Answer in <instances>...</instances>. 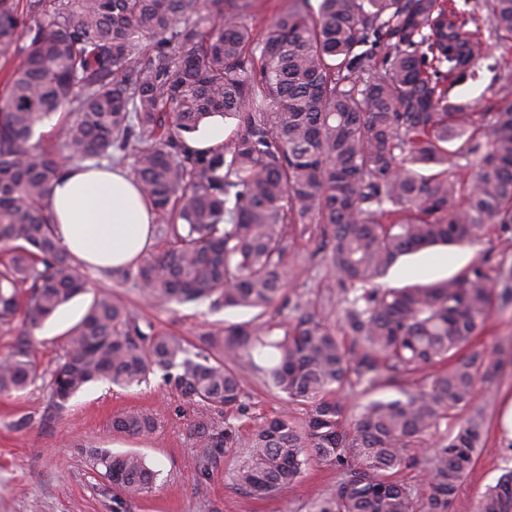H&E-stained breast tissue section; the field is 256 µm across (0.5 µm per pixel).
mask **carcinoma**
<instances>
[{
	"mask_svg": "<svg viewBox=\"0 0 512 512\" xmlns=\"http://www.w3.org/2000/svg\"><path fill=\"white\" fill-rule=\"evenodd\" d=\"M483 6L485 17L457 0H320L315 18L309 0H293L260 37L247 22L252 0H0V53L24 43L0 91V331L20 321L30 336L86 288L49 205L57 171L87 162L129 166L163 224L169 247L122 271L146 299L257 310L190 343L102 292L65 336L52 401L178 367L177 387L200 411L192 430L212 448L201 474L231 453L236 485L267 497L325 466L339 480L310 512H455L485 445L478 385L505 370L464 349L495 307L512 306V266L479 263L414 288L376 281L400 257L468 242L488 224L512 233V95L486 123L451 96L487 40L512 42V0ZM58 112L53 150L34 136ZM216 116L236 120L232 135L191 147ZM299 224L329 241L339 329L299 303L281 334L264 320L285 300ZM35 378L25 345L0 359V394ZM247 378L285 394L288 410L246 423ZM385 385L399 397L346 414L348 391ZM157 425L147 410L112 419L137 436ZM424 447L421 461L413 451ZM87 458L127 493L155 482L138 453L91 448ZM420 462L419 485L401 478ZM474 512H512V470Z\"/></svg>",
	"mask_w": 512,
	"mask_h": 512,
	"instance_id": "obj_1",
	"label": "carcinoma"
}]
</instances>
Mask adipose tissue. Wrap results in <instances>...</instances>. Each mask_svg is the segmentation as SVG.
<instances>
[{"instance_id": "adipose-tissue-1", "label": "adipose tissue", "mask_w": 512, "mask_h": 512, "mask_svg": "<svg viewBox=\"0 0 512 512\" xmlns=\"http://www.w3.org/2000/svg\"><path fill=\"white\" fill-rule=\"evenodd\" d=\"M62 245L93 270H118L153 243L155 214L133 176L121 170L65 167L50 202Z\"/></svg>"}]
</instances>
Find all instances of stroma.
Masks as SVG:
<instances>
[{"mask_svg": "<svg viewBox=\"0 0 512 512\" xmlns=\"http://www.w3.org/2000/svg\"><path fill=\"white\" fill-rule=\"evenodd\" d=\"M512 72V42L487 41L476 65L475 78L457 84L454 96L471 101L474 111H492L503 93L501 74ZM318 225H307L288 247L291 271L285 291L290 303L315 306L331 327L341 323V308L327 292V268L320 251ZM512 261V240L495 231H482L464 245H438L401 257L380 278L383 288L432 284L453 276L473 263ZM88 290L73 299L63 317H52L22 338L19 330L0 332V358L29 341L38 377L25 390L0 394V512H309L312 500L336 485L335 470L310 467L287 493L258 498L235 485L233 456H220L208 475L199 459L208 453L205 437L192 433L198 410L176 387V370H155L146 382L122 389L100 381L89 384L64 406H55L47 381L63 351L64 333L84 315L96 292H111L140 321L155 332L195 340L216 324H239L252 319L249 309H210L205 303H163L143 299L138 288L120 274L88 271ZM477 402L488 418V435L477 462L463 481L458 500L472 512L488 485L512 468V431L501 423L512 405V364L501 380L480 387ZM150 409L159 417L152 435L133 437L113 431L114 416ZM109 448L144 456L156 473L155 487L131 495L115 488L92 470L85 451Z\"/></svg>", "mask_w": 512, "mask_h": 512, "instance_id": "obj_1", "label": "stroma"}]
</instances>
